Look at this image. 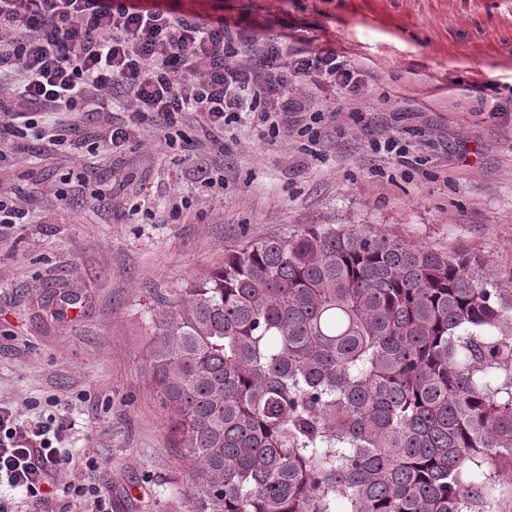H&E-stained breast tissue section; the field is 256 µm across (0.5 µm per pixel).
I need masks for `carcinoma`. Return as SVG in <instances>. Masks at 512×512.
Here are the masks:
<instances>
[{
	"label": "carcinoma",
	"mask_w": 512,
	"mask_h": 512,
	"mask_svg": "<svg viewBox=\"0 0 512 512\" xmlns=\"http://www.w3.org/2000/svg\"><path fill=\"white\" fill-rule=\"evenodd\" d=\"M378 224L247 240L151 311L189 512H500L512 289Z\"/></svg>",
	"instance_id": "obj_1"
}]
</instances>
